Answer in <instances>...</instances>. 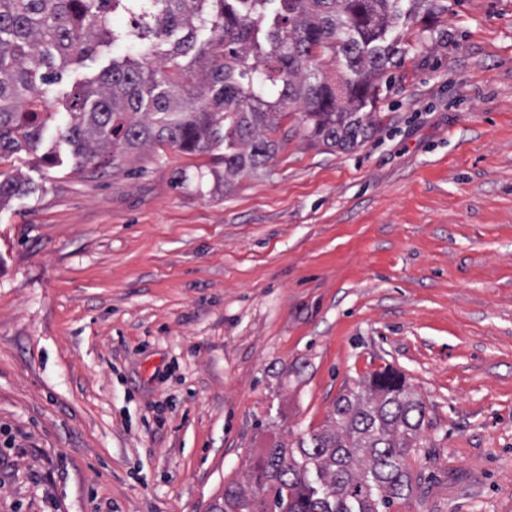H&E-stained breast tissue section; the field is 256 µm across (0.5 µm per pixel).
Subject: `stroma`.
<instances>
[{"mask_svg":"<svg viewBox=\"0 0 512 512\" xmlns=\"http://www.w3.org/2000/svg\"><path fill=\"white\" fill-rule=\"evenodd\" d=\"M360 147L301 113L266 167L155 145L78 166L64 96L0 157V512H212L382 369L426 404L389 512H512V0H434Z\"/></svg>","mask_w":512,"mask_h":512,"instance_id":"stroma-1","label":"stroma"}]
</instances>
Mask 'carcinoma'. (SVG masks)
Wrapping results in <instances>:
<instances>
[{"label":"carcinoma","mask_w":512,"mask_h":512,"mask_svg":"<svg viewBox=\"0 0 512 512\" xmlns=\"http://www.w3.org/2000/svg\"><path fill=\"white\" fill-rule=\"evenodd\" d=\"M125 3L151 9L155 27L140 58L112 59L70 94L62 138L81 161L148 143L204 152L221 139L218 163L237 175L273 159L297 107L308 137L351 151L374 133L381 81L406 52L390 37L398 0H0L1 156L41 141L35 104L68 66L118 41L112 11ZM182 30L174 51H159ZM160 55L181 81L151 64ZM326 57L334 79L316 68ZM425 418L420 396L379 372L336 400L325 428L267 449L247 484L225 489L220 512H384L413 489L406 456Z\"/></svg>","instance_id":"1"}]
</instances>
